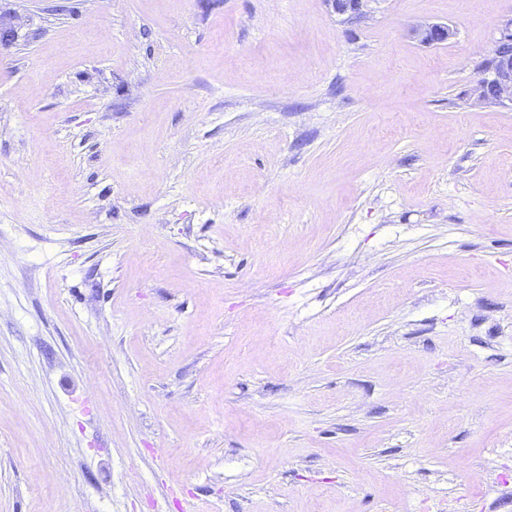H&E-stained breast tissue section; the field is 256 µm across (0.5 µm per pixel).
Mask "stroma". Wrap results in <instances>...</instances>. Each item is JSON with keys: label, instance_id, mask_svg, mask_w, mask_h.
Instances as JSON below:
<instances>
[{"label": "stroma", "instance_id": "1", "mask_svg": "<svg viewBox=\"0 0 512 512\" xmlns=\"http://www.w3.org/2000/svg\"><path fill=\"white\" fill-rule=\"evenodd\" d=\"M0 11V512H512V0ZM477 87V100L512 108V15L499 28V38ZM413 37L425 45H433L446 41L450 37L448 27L438 24L419 25L412 29Z\"/></svg>", "mask_w": 512, "mask_h": 512}]
</instances>
